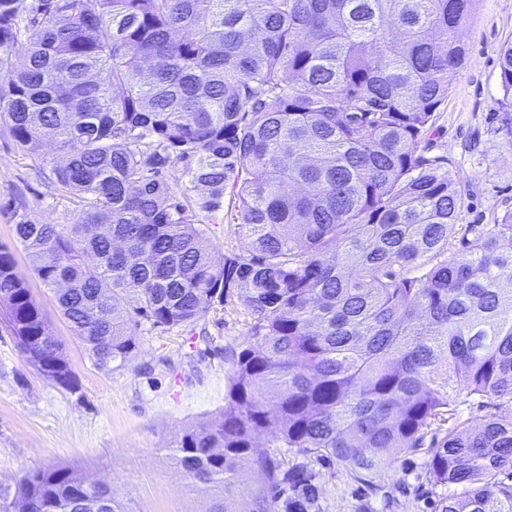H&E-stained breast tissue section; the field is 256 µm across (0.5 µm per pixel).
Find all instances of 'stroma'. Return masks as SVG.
<instances>
[{"instance_id": "1", "label": "stroma", "mask_w": 512, "mask_h": 512, "mask_svg": "<svg viewBox=\"0 0 512 512\" xmlns=\"http://www.w3.org/2000/svg\"><path fill=\"white\" fill-rule=\"evenodd\" d=\"M462 66L448 98L423 140L427 155L447 158L467 207L460 224H492L512 211V137L503 127L499 49L512 38V0H476L460 29ZM59 158L52 144L30 154L0 127V245L11 249L16 270L42 308L77 386L46 380L22 355L0 310V483L24 472L67 466L88 481L112 489L122 512H251L263 472L243 465L230 491L188 483L168 457L173 440L190 425L224 407L234 356L251 322L237 297L212 305L187 327L141 325L127 365L107 372L89 359L59 312L53 293L17 242L12 211L43 224L64 223L69 202L57 191L51 169ZM201 226L215 254L241 252L246 232L236 201L205 216ZM428 454L392 453L364 477L345 465L308 458L318 475V512H435L451 488L434 485Z\"/></svg>"}]
</instances>
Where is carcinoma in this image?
I'll list each match as a JSON object with an SVG mask.
<instances>
[{"mask_svg": "<svg viewBox=\"0 0 512 512\" xmlns=\"http://www.w3.org/2000/svg\"><path fill=\"white\" fill-rule=\"evenodd\" d=\"M17 2L0 0V123L23 151L57 146L74 209L14 211L15 235L94 365L126 366L142 323L192 325L239 288L252 317L224 410L171 445L185 478L228 489L249 459L266 476L252 512H309L317 474L253 454L259 433L371 472L492 396L509 415L432 437L427 469L461 489L441 512H512V213L457 223L446 160L417 153L474 0H34L24 17ZM499 60L512 100V38ZM227 192L249 243L217 257L200 216ZM0 305L19 346L50 335L2 246ZM61 349L39 372L73 387ZM99 494L49 467L0 484V512H84Z\"/></svg>", "mask_w": 512, "mask_h": 512, "instance_id": "1", "label": "carcinoma"}]
</instances>
